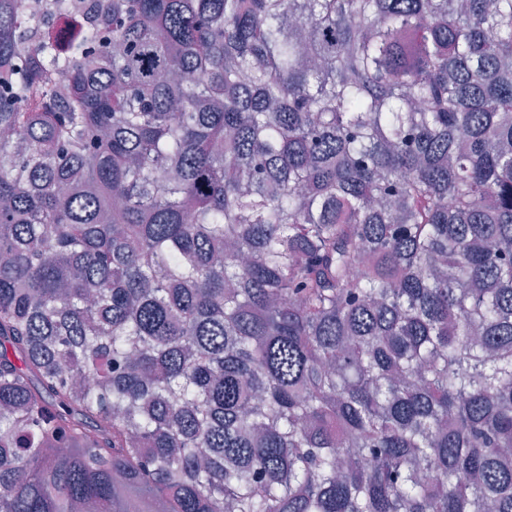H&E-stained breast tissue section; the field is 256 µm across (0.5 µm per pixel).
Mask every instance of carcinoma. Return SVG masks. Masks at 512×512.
Returning <instances> with one entry per match:
<instances>
[{
  "label": "carcinoma",
  "instance_id": "1",
  "mask_svg": "<svg viewBox=\"0 0 512 512\" xmlns=\"http://www.w3.org/2000/svg\"><path fill=\"white\" fill-rule=\"evenodd\" d=\"M512 0H0V512H512Z\"/></svg>",
  "mask_w": 512,
  "mask_h": 512
}]
</instances>
